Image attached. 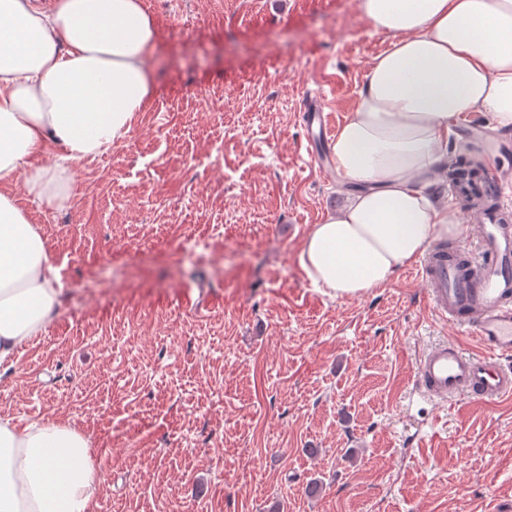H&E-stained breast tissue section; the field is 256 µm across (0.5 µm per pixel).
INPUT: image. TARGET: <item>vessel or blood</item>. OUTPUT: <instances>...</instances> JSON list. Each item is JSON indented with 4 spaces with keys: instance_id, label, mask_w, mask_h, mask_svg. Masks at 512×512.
I'll use <instances>...</instances> for the list:
<instances>
[{
    "instance_id": "obj_1",
    "label": "vessel or blood",
    "mask_w": 512,
    "mask_h": 512,
    "mask_svg": "<svg viewBox=\"0 0 512 512\" xmlns=\"http://www.w3.org/2000/svg\"><path fill=\"white\" fill-rule=\"evenodd\" d=\"M307 125L329 139L331 114L317 106ZM476 247H462L465 266L449 262L441 248L429 251L415 275L439 321L472 330L482 350L467 351L457 342L431 345L417 364L418 389L427 400L470 396L496 404L512 397V222L494 209L476 226Z\"/></svg>"
}]
</instances>
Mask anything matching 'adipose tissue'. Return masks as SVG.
<instances>
[{"label":"adipose tissue","mask_w":512,"mask_h":512,"mask_svg":"<svg viewBox=\"0 0 512 512\" xmlns=\"http://www.w3.org/2000/svg\"><path fill=\"white\" fill-rule=\"evenodd\" d=\"M390 36L336 134L343 204L313 225L299 260L336 297L385 286L461 218L432 187L459 115L512 128V0H359ZM156 30L143 0H0V363L57 313L62 288L13 191L68 195V163L111 151L152 93ZM57 153L53 165L40 159ZM87 439L55 420L0 419V512H95Z\"/></svg>","instance_id":"obj_1"}]
</instances>
